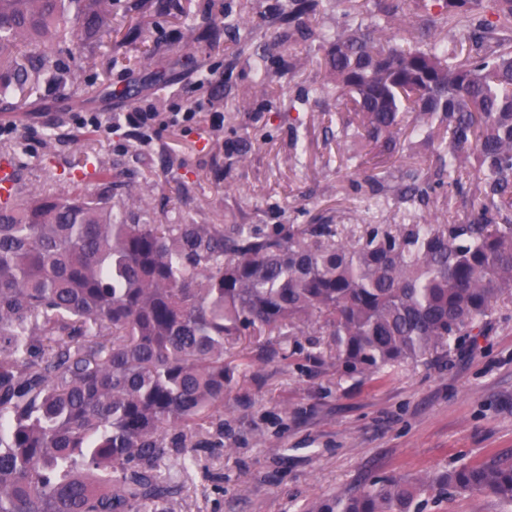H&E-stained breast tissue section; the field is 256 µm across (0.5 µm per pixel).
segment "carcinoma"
<instances>
[{
  "mask_svg": "<svg viewBox=\"0 0 512 512\" xmlns=\"http://www.w3.org/2000/svg\"><path fill=\"white\" fill-rule=\"evenodd\" d=\"M406 0H336L345 21L322 22L325 0H282L256 22L207 0L202 21L180 0L189 47L220 43L207 25L222 8L232 57L247 83L224 96V154L247 143L235 122L264 128L276 112L270 50L279 74L295 73V47L324 50L323 80L289 109L330 96L336 146L394 156L407 134L448 155L432 177L406 170L353 188L375 207L406 205L398 224L368 222L350 241L337 224H157L136 187L112 197L35 196L0 202V512H172L177 488L159 479L172 457L222 447L224 397L239 367L225 354L246 336L324 318L326 349L344 377L364 381L418 362L454 336H473L512 295V0H414L426 31L397 25ZM149 13L131 0H0V111L32 97L40 79L85 81L83 34L112 60L126 58L120 18ZM459 32L453 49L430 38ZM52 46L67 49L59 69ZM467 198L461 220L424 222L413 212L440 197ZM490 492L512 505V461L464 463L423 478L372 477L303 512H424L448 490Z\"/></svg>",
  "mask_w": 512,
  "mask_h": 512,
  "instance_id": "1",
  "label": "carcinoma"
}]
</instances>
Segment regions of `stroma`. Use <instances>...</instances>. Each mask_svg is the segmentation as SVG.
Segmentation results:
<instances>
[{
  "label": "stroma",
  "instance_id": "1",
  "mask_svg": "<svg viewBox=\"0 0 512 512\" xmlns=\"http://www.w3.org/2000/svg\"><path fill=\"white\" fill-rule=\"evenodd\" d=\"M160 46L173 63L166 86L135 62ZM127 60L100 50L90 60L91 100L43 81L23 111L0 118V158L19 157L18 197L35 194L97 195L118 183L134 184L149 213L163 224H356L368 205L351 181L373 174L372 156L339 155L325 129L336 99L310 103L303 124L271 120L272 137L257 141L248 117L237 135L250 141L246 158L229 163L224 133L209 115L170 122L183 98L200 102L235 92L242 68L225 77L227 56L188 49L177 21L132 36ZM208 82L196 88L198 72ZM137 89V99L124 97ZM164 98L165 112L150 128L124 118ZM299 151H292L291 140ZM110 168L108 182L68 179L83 156ZM316 324L296 336L245 340L228 360L249 356L251 371L224 399V445L198 454L191 468L158 463L161 479L176 485L173 512H302L305 504L353 489L371 476L414 478L463 462L512 458V299L491 310L475 341L450 344L426 359L357 382L334 369L299 367L297 358L269 359L283 346L323 341ZM427 512H512L488 492H458L429 504Z\"/></svg>",
  "mask_w": 512,
  "mask_h": 512
}]
</instances>
